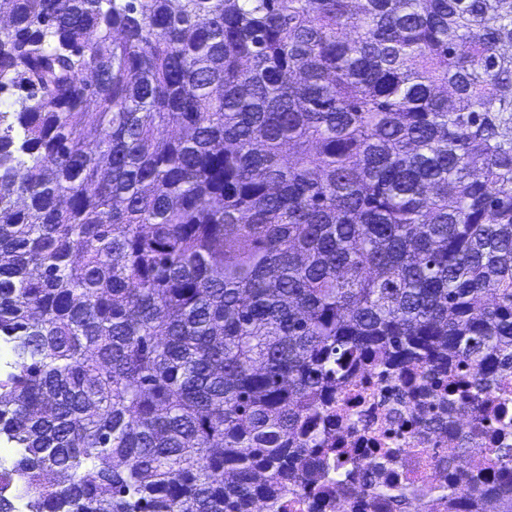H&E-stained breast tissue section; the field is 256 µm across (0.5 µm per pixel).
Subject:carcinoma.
<instances>
[{"mask_svg":"<svg viewBox=\"0 0 512 512\" xmlns=\"http://www.w3.org/2000/svg\"><path fill=\"white\" fill-rule=\"evenodd\" d=\"M2 16L0 512H288L351 366L474 411L512 370V0ZM398 456L336 483L403 512Z\"/></svg>","mask_w":512,"mask_h":512,"instance_id":"carcinoma-1","label":"carcinoma"}]
</instances>
